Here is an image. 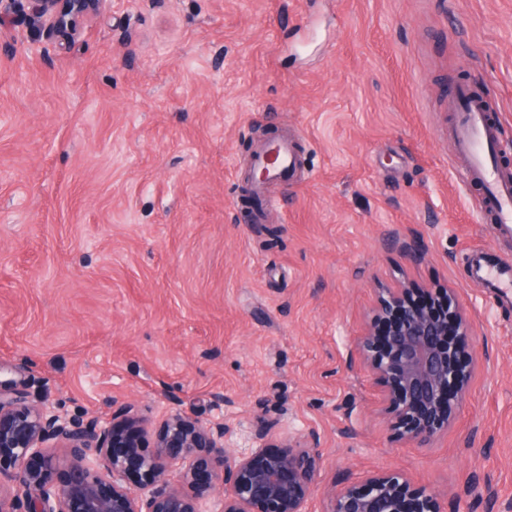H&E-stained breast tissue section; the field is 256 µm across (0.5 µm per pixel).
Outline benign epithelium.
Masks as SVG:
<instances>
[{
    "mask_svg": "<svg viewBox=\"0 0 512 512\" xmlns=\"http://www.w3.org/2000/svg\"><path fill=\"white\" fill-rule=\"evenodd\" d=\"M26 21L47 36L73 39L85 18L108 0H27ZM457 340L444 334L448 320L408 305L403 292L380 302L376 320H391L388 339L376 333L360 341L367 367L388 387L389 410L408 439L430 444L448 423L452 404H462L472 376L463 361L472 327L458 306L448 302ZM124 427L113 419L71 413L43 399L0 387V512H307L305 505L320 480L313 449L299 443L279 451L224 450V424L205 423L175 409L162 420L158 450L144 455L136 406H124ZM66 451L69 475L54 479L56 447ZM200 448L210 463L195 464ZM185 462L171 478L172 460ZM135 474L141 493L122 484ZM324 512H441L432 493L411 487L396 473L376 474L327 499Z\"/></svg>",
    "mask_w": 512,
    "mask_h": 512,
    "instance_id": "7a95c632",
    "label": "benign epithelium"
}]
</instances>
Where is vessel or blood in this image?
<instances>
[{
    "label": "vessel or blood",
    "instance_id": "vessel-or-blood-1",
    "mask_svg": "<svg viewBox=\"0 0 512 512\" xmlns=\"http://www.w3.org/2000/svg\"><path fill=\"white\" fill-rule=\"evenodd\" d=\"M448 110L453 116L452 132L465 165V177L482 187L480 210L491 215L500 233L512 235V173L503 171L496 162L505 149L497 124L483 98L466 85L449 97ZM256 161L268 165L273 185L288 184L299 173L295 144L285 135L260 147ZM469 273L498 294L512 293V266L493 262L485 251L471 252Z\"/></svg>",
    "mask_w": 512,
    "mask_h": 512
}]
</instances>
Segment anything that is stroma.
I'll return each instance as SVG.
<instances>
[{"mask_svg":"<svg viewBox=\"0 0 512 512\" xmlns=\"http://www.w3.org/2000/svg\"><path fill=\"white\" fill-rule=\"evenodd\" d=\"M26 10L0 24V380L135 404L146 454L174 409L232 450L302 440L308 512L381 471L441 512H507L512 302L468 256L512 264V237L462 183L446 105L480 87L512 157V0H110L63 45ZM287 130L307 180L253 223L248 160ZM393 288L474 323L466 402L426 448L359 353Z\"/></svg>","mask_w":512,"mask_h":512,"instance_id":"35a3bbf8","label":"stroma"}]
</instances>
